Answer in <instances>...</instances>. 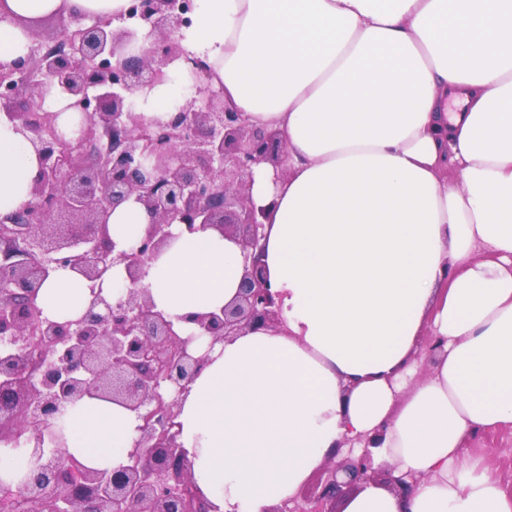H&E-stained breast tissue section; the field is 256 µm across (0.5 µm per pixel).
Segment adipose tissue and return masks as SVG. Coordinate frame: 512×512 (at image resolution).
I'll return each instance as SVG.
<instances>
[{"mask_svg":"<svg viewBox=\"0 0 512 512\" xmlns=\"http://www.w3.org/2000/svg\"><path fill=\"white\" fill-rule=\"evenodd\" d=\"M129 0H0V62L25 57L26 20L58 8L120 17ZM179 41L250 124L277 131L288 174L253 170L268 208L259 256L280 324L212 342L191 316L238 294L241 248L212 227L172 237L141 281L201 372L178 398L179 440L212 512L294 498L345 441L380 435L375 463L421 482L374 484L342 512H512V494L467 441L512 425V0H195ZM182 73L138 98L169 120ZM34 147L0 112V217L32 198ZM148 216L109 219L135 249ZM92 299L69 267L36 305L64 323ZM443 346L420 372L422 337ZM66 451L92 469L127 463L136 413L69 405Z\"/></svg>","mask_w":512,"mask_h":512,"instance_id":"ef3b65f1","label":"adipose tissue"}]
</instances>
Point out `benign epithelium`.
Wrapping results in <instances>:
<instances>
[{
	"label": "benign epithelium",
	"mask_w": 512,
	"mask_h": 512,
	"mask_svg": "<svg viewBox=\"0 0 512 512\" xmlns=\"http://www.w3.org/2000/svg\"><path fill=\"white\" fill-rule=\"evenodd\" d=\"M193 0H132L122 20L59 11L66 48L39 56L33 32L26 58L0 64V108L29 139L40 160L32 199L0 218L17 243L0 244V443L31 449L34 460L14 497L0 512H210L192 483L178 442V396L205 365L174 323L154 310L137 284L171 238L170 226L187 231L214 227L239 243L243 274L235 302L219 313L190 318L212 341L273 326L277 293L258 261L267 209L252 201L253 167L288 171V149L274 132L247 125L224 103V92L206 82L208 66L187 60L198 81L187 106L168 121L145 120L136 96L152 88L181 59L176 33L190 24ZM148 26L150 46L127 53ZM62 94L80 112L77 136L56 146V114L46 99ZM135 198L150 217L139 245L114 253L107 224L112 210ZM116 264L132 288L109 300L92 292L84 315L59 323L35 305L51 270L71 267L90 288ZM85 396L116 402L137 413L139 436L129 464L91 470L48 437V426ZM344 472L378 483L369 450L326 468L314 493L268 512H336Z\"/></svg>",
	"instance_id": "7a95c632"
}]
</instances>
